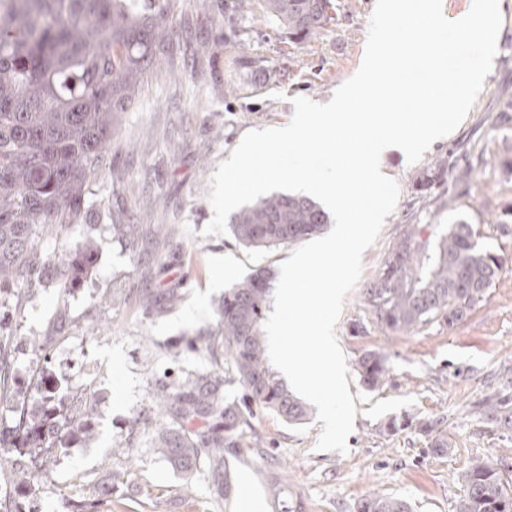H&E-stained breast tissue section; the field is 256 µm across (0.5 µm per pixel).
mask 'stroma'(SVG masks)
Instances as JSON below:
<instances>
[{
  "mask_svg": "<svg viewBox=\"0 0 512 512\" xmlns=\"http://www.w3.org/2000/svg\"><path fill=\"white\" fill-rule=\"evenodd\" d=\"M225 2L171 0L167 62L147 71L123 112L84 221L38 242L50 275L62 255L92 241L91 276L67 291L50 281L31 298L0 296L20 344L12 361L17 383L31 386L34 371L47 367L58 398L81 407L96 430L92 443L57 449L53 469L40 479L39 512H67L74 493L108 485L115 470L124 471L123 481L98 512H237L246 489L260 512H355L360 499L377 494L405 499L412 512H454L475 460L512 468V430L485 424L477 412L488 396L512 394V172L504 166L512 158V111L503 107L512 99V0L503 2L494 64L465 120L419 162L396 152L384 162L399 198L364 252L361 279L336 324L357 410L348 453L316 451L323 428L316 407L299 425L256 410L251 423L264 445L225 453L229 492L222 498L206 461L188 476L157 452L155 386L208 371V354L188 341L215 327L225 286L256 267L280 266L293 248L247 250L228 235L204 236L213 217L211 178L245 133L290 121L291 97L331 100L360 67L377 0H335L334 23L303 43L259 15L229 24ZM439 156L478 171L468 183L417 193V177ZM462 217L503 261L484 300L451 327L398 333L373 326L365 293L404 225H426L434 244ZM116 224L138 225V239L116 235ZM134 288H176L182 299L146 317L130 298ZM362 322L365 332L352 335V324ZM42 336L53 339L45 352L35 345ZM369 351L385 356L389 368L375 389L356 371ZM429 420L447 438V454L434 453L420 431ZM273 479L276 500L268 492Z\"/></svg>",
  "mask_w": 512,
  "mask_h": 512,
  "instance_id": "1",
  "label": "stroma"
}]
</instances>
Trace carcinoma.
<instances>
[{
  "mask_svg": "<svg viewBox=\"0 0 512 512\" xmlns=\"http://www.w3.org/2000/svg\"><path fill=\"white\" fill-rule=\"evenodd\" d=\"M333 0H232L235 15L260 12L303 42L332 21ZM169 0H0V293L18 287L31 297L44 285L39 237L62 233L85 218L90 185L100 175L121 112L139 92L148 69L162 58L171 38ZM472 168L457 169L438 158L416 182L428 191L452 180L464 182ZM327 212L307 196L276 193L241 208L229 218L235 241L246 248H274L322 231ZM424 230L410 224L387 253L366 289L373 323L408 333L432 323L453 326L484 300L503 271L499 256L481 248L474 225L459 218L449 224L434 248ZM90 241L62 257L56 267L59 287H78L92 272ZM276 272L261 266L224 290L217 307V329L199 330L194 348L211 356L212 369L180 385L175 395L158 387L152 411L172 425L155 432L157 451L190 475L198 460H209L214 476L224 468V450L259 444L243 410L256 405L291 424L308 415L305 405L276 379L266 361L261 323ZM176 288L158 300L141 291L135 302L146 316L175 306ZM13 336L0 324V397L12 396ZM370 389L388 377L384 356L367 352L357 363ZM51 376L42 370L34 395L17 402L9 434L0 430V448L9 446L21 460L14 480L32 493L54 464L52 449L93 428L75 411L59 406L47 390ZM239 384L246 400L225 399L224 388ZM483 415L498 428L512 429V397L487 399ZM432 450L448 451L433 422L419 423ZM505 465L478 460L465 473L466 490L456 512H512V479ZM104 491L70 502L69 512H94ZM356 512H411L404 499L373 495Z\"/></svg>",
  "mask_w": 512,
  "mask_h": 512,
  "instance_id": "obj_1",
  "label": "carcinoma"
}]
</instances>
